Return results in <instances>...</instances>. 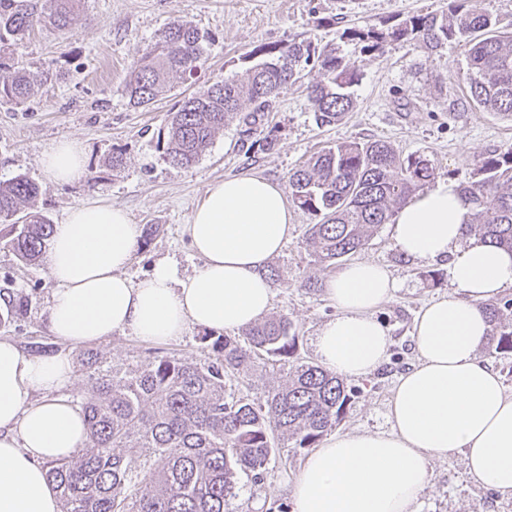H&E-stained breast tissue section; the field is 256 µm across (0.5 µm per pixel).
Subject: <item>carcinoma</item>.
<instances>
[{
  "label": "carcinoma",
  "instance_id": "obj_1",
  "mask_svg": "<svg viewBox=\"0 0 512 512\" xmlns=\"http://www.w3.org/2000/svg\"><path fill=\"white\" fill-rule=\"evenodd\" d=\"M80 0H0V42L19 46L36 25L64 29ZM448 12L411 15L391 30L345 29L341 38L368 51L384 42L406 41L434 50L454 40L467 47L468 98L479 109L512 119V31L478 0H448ZM208 36L174 21L136 62L125 94L136 108L150 107L171 90L173 79L190 77L201 66ZM262 61L240 78L217 80L185 97L171 113L166 159L176 167L194 165L225 120L251 106L245 121L270 111L288 84L306 67L320 79L307 85L314 118L321 126L340 121L354 105L349 89L358 81L336 48L310 41L259 45ZM0 100L21 103L57 77L51 69L31 72L0 56ZM434 176L427 160L403 157L385 140L352 141L328 147L289 173V197L314 216L306 250L318 271L302 286L321 287L320 273L362 250L371 233ZM472 204L469 230L512 252V145L476 160L468 180L459 181ZM39 193L25 175L0 181V241L18 259L34 265L45 253L54 224L43 213L23 210ZM496 353L512 352V300L486 303ZM298 336L286 316L248 325L237 336L206 332L204 363L171 356L124 371L102 370L98 354L87 353L92 395L82 403L85 442L73 456L47 464L62 512H225L238 475L257 482L280 440L315 448L343 420L352 397L335 374L296 356ZM286 372V382L260 399L226 389L243 383L261 366Z\"/></svg>",
  "mask_w": 512,
  "mask_h": 512
}]
</instances>
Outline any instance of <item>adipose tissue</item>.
Listing matches in <instances>:
<instances>
[{"label": "adipose tissue", "instance_id": "adipose-tissue-1", "mask_svg": "<svg viewBox=\"0 0 512 512\" xmlns=\"http://www.w3.org/2000/svg\"><path fill=\"white\" fill-rule=\"evenodd\" d=\"M40 163L59 185L87 176L74 140L53 144ZM471 213L458 182L440 179L394 216L398 253L447 261L448 292L415 319L417 361L394 385L389 430L338 432L312 450L290 487L293 512H416L430 461L458 454L471 478L512 496V395L478 357L490 331L486 302L512 290V253L470 233ZM294 215L286 190L260 175L214 183L186 226L203 260L198 272L183 279L161 262L134 283L125 270L138 225L119 206L76 205L45 254L55 284L49 328L73 347L115 333L164 342L191 324L227 331L253 324L271 307L266 267L290 238ZM396 289L390 271L371 260L327 282L337 315L315 342L325 368L357 378L382 366L389 334L375 313ZM72 381L67 355L31 356L0 341V512H60L45 464L69 458L85 438L80 408L62 395ZM35 392L41 401H32Z\"/></svg>", "mask_w": 512, "mask_h": 512}]
</instances>
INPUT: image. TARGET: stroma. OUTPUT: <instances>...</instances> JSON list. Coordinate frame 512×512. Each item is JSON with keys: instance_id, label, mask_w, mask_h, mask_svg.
<instances>
[{"instance_id": "1", "label": "stroma", "mask_w": 512, "mask_h": 512, "mask_svg": "<svg viewBox=\"0 0 512 512\" xmlns=\"http://www.w3.org/2000/svg\"><path fill=\"white\" fill-rule=\"evenodd\" d=\"M447 8L448 0H82L69 29L36 26L15 56L28 69L51 67L58 78L25 103L0 102V181L18 174L33 179L40 188L34 209L56 224L74 205L104 202L126 209L136 224L157 225L156 235L136 247L125 271L136 282L161 261L174 263L183 278L200 269L202 260L191 250L185 226L206 189L227 177L255 173L284 186L290 171L323 148L382 139L401 155L426 159L436 178L464 179L477 158L512 144V121L470 106L463 48L452 42L431 53L411 43L387 42L369 52L339 38L346 28L386 29L407 16ZM177 19L207 33L204 65L194 78L174 80L171 91L149 108H132L124 86L134 63ZM302 39L337 45L340 56L359 74L351 89L354 107L340 122L316 124L305 92L306 83L318 77L312 70L302 82L284 89L272 111L253 127H246L240 114L226 121L192 168L166 161L167 126L179 100L216 80L243 75L253 66L249 53L258 45ZM268 137L275 146L266 151L260 144ZM64 138L82 143L89 177L58 186L43 177L40 158ZM115 152L125 160L118 174L108 165ZM312 222L310 214L296 211L288 243L271 260L284 278L273 287L270 312L295 324L298 355L314 361L316 337L336 308L325 290L313 292L301 285L313 270L305 249ZM357 257L385 265L399 285L394 298L375 313L391 334L385 364L371 376L346 381L354 395L340 430L372 432L389 427L392 389L416 360L414 319L426 302L447 293L448 268L442 260L403 258L385 224ZM4 288L10 294H0V313L11 299L26 301L27 307L0 324V340L22 348L32 337L50 353L68 355L74 381L63 395L74 404L88 396L84 350L97 351L104 368L115 370L164 355L197 363L207 357L199 342L203 330L194 325L169 342H145L119 333L87 348L63 344L48 328L53 282L45 265L24 264L0 245V291ZM307 455L304 449L283 448L263 482L240 475L228 512H282L291 504L288 486ZM430 471L418 512H512V497L477 484L462 456L432 461Z\"/></svg>"}]
</instances>
